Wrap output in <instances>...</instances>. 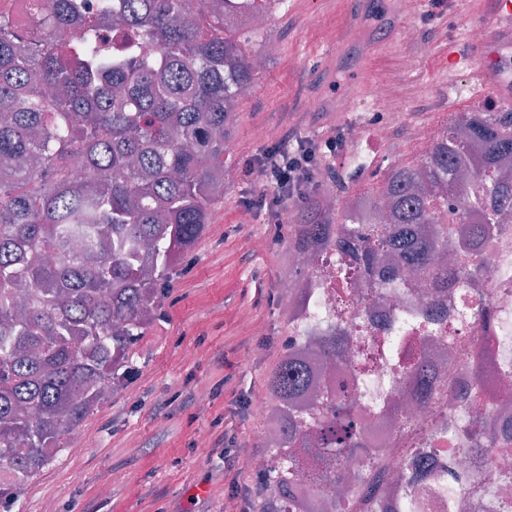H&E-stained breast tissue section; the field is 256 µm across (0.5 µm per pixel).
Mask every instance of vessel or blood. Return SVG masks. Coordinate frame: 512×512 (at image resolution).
Segmentation results:
<instances>
[{
    "mask_svg": "<svg viewBox=\"0 0 512 512\" xmlns=\"http://www.w3.org/2000/svg\"><path fill=\"white\" fill-rule=\"evenodd\" d=\"M479 13L488 26V39L475 49L477 74L491 81L500 98L512 102V73L497 72L491 67L498 52L512 46V0H481Z\"/></svg>",
    "mask_w": 512,
    "mask_h": 512,
    "instance_id": "b4317fda",
    "label": "vessel or blood"
}]
</instances>
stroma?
Listing matches in <instances>:
<instances>
[{"mask_svg": "<svg viewBox=\"0 0 512 512\" xmlns=\"http://www.w3.org/2000/svg\"><path fill=\"white\" fill-rule=\"evenodd\" d=\"M431 9L430 0H415L409 13L401 0H281L265 29L241 36L244 54L266 53L267 63L237 110L238 149L224 157L216 205L224 224L207 226L163 300L162 320L134 345L135 396L116 393L85 419L79 432L90 446L79 455L59 452L12 512H43L47 503L53 512H215L223 505L216 444L227 435L264 447L249 401L264 392L288 342L280 285L298 277L288 247L298 204L281 225L238 221L244 200L261 190L246 161L282 137L294 112L305 113L304 131L320 137L340 126L370 127L373 112L346 95L364 69L386 77L402 115L392 139L373 146L372 165L356 167L352 155L362 145L351 139L330 168L352 194L378 186L393 166L420 161V131L444 126L467 106L456 90L472 70L448 58L466 48L469 27L480 21L473 0H446L438 20H428ZM409 25L418 31L411 41L403 38ZM314 100L320 110H311ZM257 126L264 139L253 138ZM258 239L263 249H255ZM245 320L257 335H241Z\"/></svg>", "mask_w": 512, "mask_h": 512, "instance_id": "35a3bbf8", "label": "stroma"}]
</instances>
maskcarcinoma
<instances>
[{
    "mask_svg": "<svg viewBox=\"0 0 512 512\" xmlns=\"http://www.w3.org/2000/svg\"><path fill=\"white\" fill-rule=\"evenodd\" d=\"M28 23L0 9V508L11 512L25 486L66 447L94 409L135 373L132 347L160 315L177 266L224 197V141L254 67L226 33L254 32L273 0H98L84 20L80 0H24ZM84 22L80 42L65 30ZM126 31L128 49L107 53L101 27ZM150 42L158 54L142 53ZM484 147L472 155L471 143ZM80 156L86 177L70 160ZM475 184L468 195L462 180ZM366 204L384 201L386 222L361 210L313 203L295 225L292 250H309L336 291V323L313 343L314 357L349 363L363 385L377 353L341 321L353 310L358 276L411 285L424 277L460 287L489 277L483 248L512 212V112H455L430 152L390 170ZM456 217L442 223L443 214ZM53 256L56 261H41ZM300 337L270 372L267 395L294 400L310 389ZM473 397L499 364L472 337ZM282 441L288 466L256 474L283 494L311 483L331 498L339 487L374 482L352 465L376 469L365 451L352 390L322 393L308 415L288 417ZM314 449L313 481L295 457Z\"/></svg>",
    "mask_w": 512,
    "mask_h": 512,
    "instance_id": "carcinoma-1",
    "label": "carcinoma"
}]
</instances>
